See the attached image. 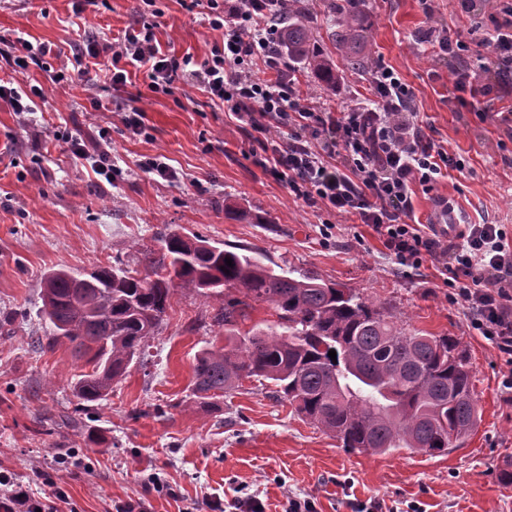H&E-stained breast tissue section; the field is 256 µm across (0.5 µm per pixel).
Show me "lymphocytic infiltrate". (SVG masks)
I'll return each instance as SVG.
<instances>
[{
    "mask_svg": "<svg viewBox=\"0 0 512 512\" xmlns=\"http://www.w3.org/2000/svg\"><path fill=\"white\" fill-rule=\"evenodd\" d=\"M289 0H207L208 24L224 33L211 59L163 53L153 28H129L118 46L85 40L72 69L51 75L52 83L76 80L88 60L107 57L113 85L125 84L127 66L151 67L150 87L170 93L177 80L203 85L215 104L233 112L240 127L264 142L266 170L285 178L310 207L355 215L371 225L397 264L420 269L431 263L445 272L450 299L461 305L471 328L503 359L501 391L512 404V232L503 224H464L455 231H423L414 221L416 190H432L445 170L462 164L417 121L416 95L394 70H372L370 98L328 111L291 76L278 71L282 52L276 17ZM494 27L485 31L489 57L483 69L493 83L458 70L455 88L470 96L493 86H512V0H495ZM261 60L273 78H257L250 66ZM0 512H57L31 484L0 470Z\"/></svg>",
    "mask_w": 512,
    "mask_h": 512,
    "instance_id": "lymphocytic-infiltrate-1",
    "label": "lymphocytic infiltrate"
}]
</instances>
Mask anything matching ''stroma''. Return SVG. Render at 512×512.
Here are the masks:
<instances>
[{
    "mask_svg": "<svg viewBox=\"0 0 512 512\" xmlns=\"http://www.w3.org/2000/svg\"><path fill=\"white\" fill-rule=\"evenodd\" d=\"M365 0L364 24L374 62L396 71L416 95L425 131L463 160L429 193H417V222L446 197L471 224L512 226V129L494 114L512 103L477 96L457 110V64L426 50L428 29L463 33L461 64L478 70L487 53L481 35L490 25L484 4L464 12L459 0ZM206 6L186 10L181 0H0V39L52 47L51 55L18 74L0 68V84L19 93L44 89L32 113L0 102V468L41 477L37 496L62 487V512H110L142 500L149 512H224L247 499L264 512H288L290 497L311 499L316 512H351L350 501L375 512H512V405L501 395L504 362L473 331L461 305L431 266L405 273L372 226L307 206L259 166L262 145L217 107L195 81L172 93L150 88V68L128 69L113 87L104 66L82 81L54 84L50 71L71 64V45L92 38L111 43L125 29L150 23L163 52L210 59L221 32L210 29ZM313 42L336 67L324 88L302 64L281 56L280 71L296 75L321 107L334 110L367 96L371 75L344 66L331 42V19L315 4ZM144 108L141 135L122 122L126 107ZM80 136L88 150L75 158L54 132ZM111 147V178L92 158L99 140ZM158 159L176 172L164 180L147 172ZM333 222L331 239L320 227ZM170 231L194 233L228 250L261 252L293 277L316 276L359 289L400 324L432 336L458 338L468 356L480 421L463 447L429 456L407 450L359 453L302 421L271 384L250 379L218 398L217 409L191 403L193 363L201 351L224 344L215 316L218 301L174 289L163 322L146 346L147 365L132 364L94 407L79 408L70 383L82 364L67 345L36 351L43 334L44 274L64 268L131 264L135 246ZM76 415L78 425L62 423Z\"/></svg>",
    "mask_w": 512,
    "mask_h": 512,
    "instance_id": "35a3bbf8",
    "label": "stroma"
}]
</instances>
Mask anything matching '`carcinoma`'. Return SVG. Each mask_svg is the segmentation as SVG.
<instances>
[{"label":"carcinoma","instance_id":"obj_1","mask_svg":"<svg viewBox=\"0 0 512 512\" xmlns=\"http://www.w3.org/2000/svg\"><path fill=\"white\" fill-rule=\"evenodd\" d=\"M323 6L334 17L331 38L344 64L372 66L363 0H323ZM309 19L302 0L288 4L277 19L282 48L333 85L336 72L315 52ZM157 241L140 245L136 270L98 267L82 286L65 269L44 278L50 332L36 343L43 352L68 344L91 367L71 383L79 404L106 399L158 330L179 287L220 302L224 347L202 351L193 365L192 395L204 410L216 409L219 394L244 380L262 378L297 415L352 452L404 448L439 456L462 447L477 427L469 362L458 339L408 330L354 288L292 277L198 235L170 233ZM227 258L233 267L226 273ZM262 304L274 310L279 330L241 332L239 322Z\"/></svg>","mask_w":512,"mask_h":512}]
</instances>
